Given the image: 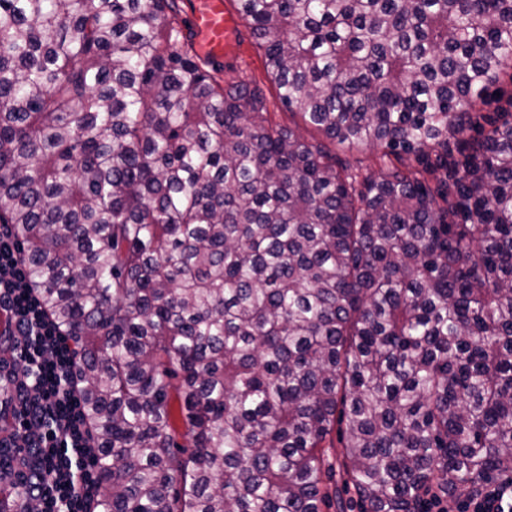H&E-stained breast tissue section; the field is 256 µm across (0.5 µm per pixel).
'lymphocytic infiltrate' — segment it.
Listing matches in <instances>:
<instances>
[{
    "instance_id": "1",
    "label": "lymphocytic infiltrate",
    "mask_w": 512,
    "mask_h": 512,
    "mask_svg": "<svg viewBox=\"0 0 512 512\" xmlns=\"http://www.w3.org/2000/svg\"><path fill=\"white\" fill-rule=\"evenodd\" d=\"M77 352L31 284L15 227L0 224V483L10 512H95L99 450L76 378ZM460 512H512V477L466 496Z\"/></svg>"
}]
</instances>
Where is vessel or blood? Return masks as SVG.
<instances>
[{
	"label": "vessel or blood",
	"mask_w": 512,
	"mask_h": 512,
	"mask_svg": "<svg viewBox=\"0 0 512 512\" xmlns=\"http://www.w3.org/2000/svg\"><path fill=\"white\" fill-rule=\"evenodd\" d=\"M189 23L201 56L220 60L237 50L240 17L227 0H192Z\"/></svg>",
	"instance_id": "1"
}]
</instances>
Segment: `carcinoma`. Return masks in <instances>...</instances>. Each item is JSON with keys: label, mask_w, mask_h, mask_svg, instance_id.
Returning <instances> with one entry per match:
<instances>
[{"label": "carcinoma", "mask_w": 512, "mask_h": 512, "mask_svg": "<svg viewBox=\"0 0 512 512\" xmlns=\"http://www.w3.org/2000/svg\"><path fill=\"white\" fill-rule=\"evenodd\" d=\"M233 2L289 113L403 167L357 190L181 0H0V223L77 347L97 512H322L336 426L364 512L475 493L512 472V112L448 145L512 0Z\"/></svg>", "instance_id": "obj_1"}]
</instances>
